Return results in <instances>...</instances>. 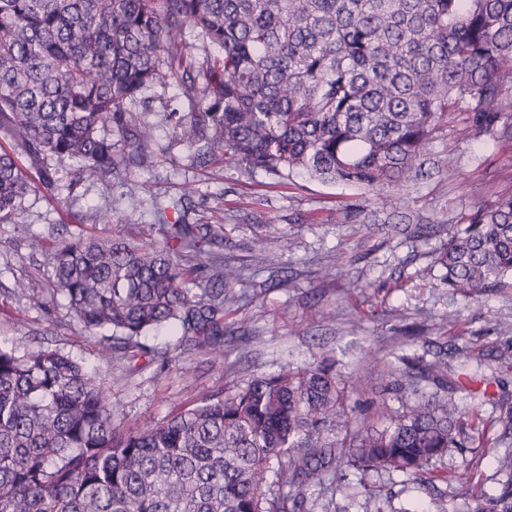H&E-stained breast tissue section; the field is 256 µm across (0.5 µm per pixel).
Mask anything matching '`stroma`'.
<instances>
[{
    "mask_svg": "<svg viewBox=\"0 0 512 512\" xmlns=\"http://www.w3.org/2000/svg\"><path fill=\"white\" fill-rule=\"evenodd\" d=\"M143 107L155 125L150 170L130 169L109 183L64 180L53 195L29 192L21 214L0 223L1 346L24 352L51 345L69 353L99 376L128 426L164 419L280 366L325 359L334 360L337 373L361 378L362 392L351 397L360 411L380 399L367 365L372 355L408 372L440 353L452 368L476 367L504 379L512 392V368L496 358L512 342V278L470 301L449 294L436 263L449 232L475 203L512 192V140L467 139L461 114H452L432 147L444 170L393 192L390 205L370 201L361 215L354 208L357 190L343 184L302 175L283 184L232 161L200 163L162 121L165 109H188L176 87L154 88ZM156 196L183 201L189 222L213 225L224 238L225 263L246 271L236 287L242 299L225 318L223 364L168 328L148 332L142 342L168 353L169 365L108 356L103 334L82 331L65 300L52 293L48 256L33 246L82 230L103 234L104 225L90 216L112 209L128 220L133 236L158 238ZM261 235L268 239L266 261L255 273L251 245ZM20 280L30 283L32 296L14 294ZM455 401L464 418L480 416L485 439L451 449L436 469L434 488L447 490L448 512H465L464 490L446 485L445 474L476 476L487 494H496L502 477L494 458L512 449V433L469 388L459 389ZM378 486L396 508L429 503L434 489L404 484L398 473L381 477Z\"/></svg>",
    "mask_w": 512,
    "mask_h": 512,
    "instance_id": "obj_1",
    "label": "stroma"
}]
</instances>
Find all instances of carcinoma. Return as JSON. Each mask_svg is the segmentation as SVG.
Masks as SVG:
<instances>
[{
	"label": "carcinoma",
	"mask_w": 512,
	"mask_h": 512,
	"mask_svg": "<svg viewBox=\"0 0 512 512\" xmlns=\"http://www.w3.org/2000/svg\"><path fill=\"white\" fill-rule=\"evenodd\" d=\"M171 85L189 111L165 120L209 161L283 181L304 173L384 203V190L435 168L451 111L466 112L469 139L512 140V0H0V222L61 179L45 167L33 183L22 155L67 158L73 178L104 182L151 168L153 125L133 105ZM153 209L159 240L130 238L114 212L95 214L105 237L52 240L54 291L81 329L112 331L123 357L169 361L140 337L173 325L222 363L242 269L224 264L212 225ZM437 263L465 298L512 276V192L473 207ZM371 362L385 393L435 392L383 406L379 429L352 413L355 378L284 365L139 428L71 355L1 346L0 512H305L350 467L365 512H385L371 477L426 482L480 421L459 414L462 381L444 360L411 376ZM496 463L499 493L467 486L469 512H512V453Z\"/></svg>",
	"instance_id": "carcinoma-1"
}]
</instances>
